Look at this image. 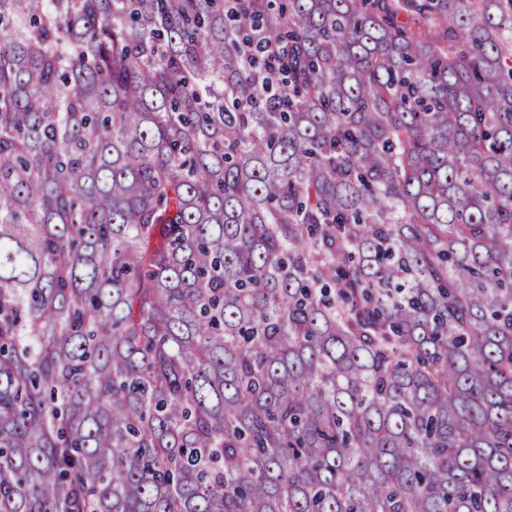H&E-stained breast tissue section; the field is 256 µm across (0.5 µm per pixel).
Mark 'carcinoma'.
<instances>
[{"mask_svg": "<svg viewBox=\"0 0 512 512\" xmlns=\"http://www.w3.org/2000/svg\"><path fill=\"white\" fill-rule=\"evenodd\" d=\"M0 512H512V0H0Z\"/></svg>", "mask_w": 512, "mask_h": 512, "instance_id": "cac0c4a2", "label": "carcinoma"}]
</instances>
